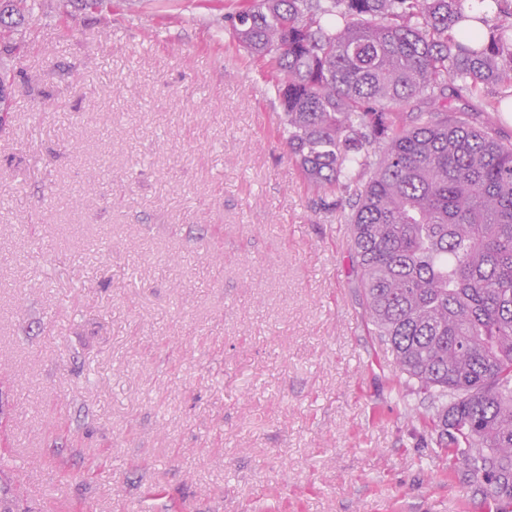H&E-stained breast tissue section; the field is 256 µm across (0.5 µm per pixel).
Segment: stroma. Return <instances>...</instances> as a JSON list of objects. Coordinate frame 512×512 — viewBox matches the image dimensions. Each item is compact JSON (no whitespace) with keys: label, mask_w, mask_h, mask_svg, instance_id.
<instances>
[{"label":"stroma","mask_w":512,"mask_h":512,"mask_svg":"<svg viewBox=\"0 0 512 512\" xmlns=\"http://www.w3.org/2000/svg\"><path fill=\"white\" fill-rule=\"evenodd\" d=\"M230 0H43L0 127L13 512H498L371 333Z\"/></svg>","instance_id":"obj_1"}]
</instances>
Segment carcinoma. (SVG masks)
<instances>
[{"label": "carcinoma", "mask_w": 512, "mask_h": 512, "mask_svg": "<svg viewBox=\"0 0 512 512\" xmlns=\"http://www.w3.org/2000/svg\"><path fill=\"white\" fill-rule=\"evenodd\" d=\"M238 0L229 34L270 77L288 153L349 209L363 302L429 395L436 447L512 498V0ZM40 0H0V61ZM471 124L476 127L483 128L490 122L492 128L495 130L498 136L502 139L512 140V118L510 121V115L506 117L504 112H494L490 114V118L483 112H471Z\"/></svg>", "instance_id": "1"}]
</instances>
